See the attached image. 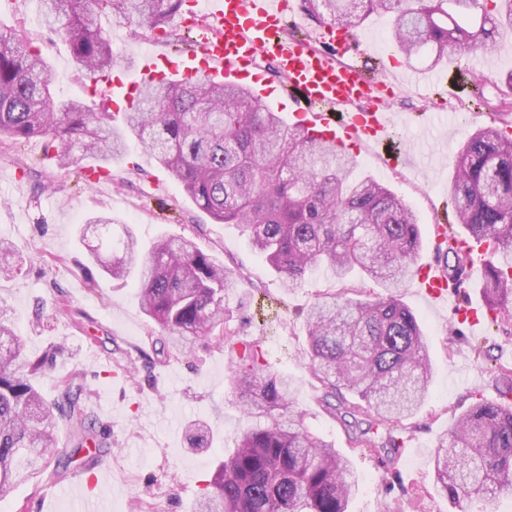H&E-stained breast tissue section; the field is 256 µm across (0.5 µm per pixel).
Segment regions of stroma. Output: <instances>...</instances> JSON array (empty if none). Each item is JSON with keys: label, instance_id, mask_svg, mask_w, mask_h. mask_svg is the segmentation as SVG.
I'll use <instances>...</instances> for the list:
<instances>
[{"label": "stroma", "instance_id": "1", "mask_svg": "<svg viewBox=\"0 0 512 512\" xmlns=\"http://www.w3.org/2000/svg\"><path fill=\"white\" fill-rule=\"evenodd\" d=\"M0 22L24 29L51 63L57 97L85 101L97 112L122 111V102H104L94 81L75 73L64 37L39 24L37 0H0ZM391 23L390 15H368L355 30L361 52L346 61L381 62L383 78L395 83L389 116L398 133L395 144L412 163L388 166L381 147L363 144L352 151L354 173L374 177L406 202L421 231L418 260L426 263L438 257L432 226L444 216L458 153L478 125L471 118L457 121L454 114L468 101L470 86L461 75L472 69L473 59L451 55L434 68L424 58L406 61L391 52ZM110 35L112 73L133 81L143 79L133 65L141 50L179 54L159 34L150 40L115 24ZM482 71L493 90L512 87V34L500 38ZM43 145L39 137L0 143V239L28 255L21 275L0 279V306L24 339L27 356L65 347L36 380L46 400L57 398L72 375L80 377L95 428L111 442L94 466L103 475L94 495L108 502L110 512H194L217 463L233 452L248 424L232 390L223 345L202 338L187 357L162 351L157 325L140 309L136 277L113 280L90 261L87 245L95 237L89 220L108 214L126 224L142 250L162 236L185 237L240 272L233 298L240 338L259 340L269 366L288 375L294 409L305 426L348 453L360 477L349 512H380L382 467L375 458L349 453L344 428L326 411L306 365L304 315L318 292L333 285L331 273L319 268L302 286L283 288L237 225L217 223L199 209L138 145L113 159L111 177L96 188L83 179L96 168L95 159L62 169L44 160ZM400 298L421 321L432 380L427 401L403 438L405 451L393 462L399 488L422 498L425 512H457L435 486L431 457L473 394L498 399L502 385L495 368L512 363V334L488 323L464 327L463 338L454 341L450 304L429 301L411 280ZM194 420L211 427V448H191L185 429ZM57 487L44 477L15 485L0 494V512L77 508V500L63 497Z\"/></svg>", "mask_w": 512, "mask_h": 512}]
</instances>
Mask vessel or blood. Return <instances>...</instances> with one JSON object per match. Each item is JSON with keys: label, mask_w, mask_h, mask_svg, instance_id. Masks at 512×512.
<instances>
[{"label": "vessel or blood", "mask_w": 512, "mask_h": 512, "mask_svg": "<svg viewBox=\"0 0 512 512\" xmlns=\"http://www.w3.org/2000/svg\"><path fill=\"white\" fill-rule=\"evenodd\" d=\"M292 9L291 0H210L207 15L212 23L201 53L170 58L147 50L141 56L142 72L153 80L212 76L239 81L261 102L277 105L281 93L257 64L258 59H269L297 92L301 108L295 120L312 136L342 149L354 142L386 139L392 86L367 79L357 66L342 62L354 41L345 28L327 31L336 49L332 57L286 39ZM415 281L431 300L447 302L456 296L453 280L432 264L419 265Z\"/></svg>", "instance_id": "vessel-or-blood-1"}]
</instances>
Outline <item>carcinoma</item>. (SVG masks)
Listing matches in <instances>:
<instances>
[{"instance_id":"carcinoma-1","label":"carcinoma","mask_w":512,"mask_h":512,"mask_svg":"<svg viewBox=\"0 0 512 512\" xmlns=\"http://www.w3.org/2000/svg\"><path fill=\"white\" fill-rule=\"evenodd\" d=\"M40 24L69 43L75 70L98 82L112 78V42L98 22L158 29L172 23L184 0H38ZM318 21L352 27L373 13L394 17L391 45L410 61L428 51L439 65L448 51L490 48L512 32V0H304ZM51 65L27 45L24 31L0 24V140L44 139L61 167L88 155L102 161L125 153L130 139L178 181L188 197L219 223L239 224L286 288H297L324 265L338 287L317 295L306 313L311 376L333 408L349 417V443L390 461L395 429H407L431 380L429 353L416 315L395 294L413 276L421 233L412 210L371 177L352 176L349 153L309 138L259 103L246 88L219 78L143 81L131 112H92L85 103L51 92ZM473 96L491 108L490 122L462 146L451 192L470 238L488 243L484 296L492 321L512 327V99L491 102L486 85ZM100 242L92 260L114 279L136 272L144 315L164 333L163 347L184 354L201 337L224 344L232 381L245 413L256 419L220 462L196 512H349L359 477L348 457L309 431L293 410L288 376L263 361L256 341L231 325L230 294L238 275L195 243L158 239L142 254L130 233L114 232L97 217ZM453 279L470 255L446 244ZM24 252L0 240V276L21 270ZM386 295L355 299L354 275ZM55 348L24 356V342L0 309V493L50 473L63 480L85 454L92 465L108 443L82 401V386L67 381L46 403L34 379ZM354 394L351 402L344 392ZM64 424L70 447L55 431ZM191 447L204 448L210 428L188 427ZM436 483L466 512L475 497L512 493V405L476 399L437 444Z\"/></svg>"}]
</instances>
